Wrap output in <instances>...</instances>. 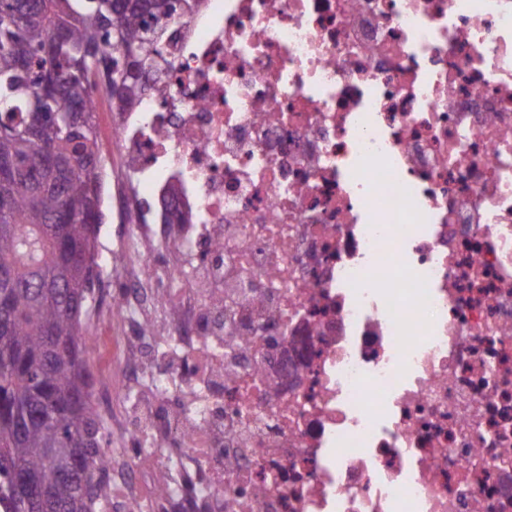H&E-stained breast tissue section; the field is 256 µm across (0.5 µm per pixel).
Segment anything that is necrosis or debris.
I'll return each instance as SVG.
<instances>
[{
  "mask_svg": "<svg viewBox=\"0 0 512 512\" xmlns=\"http://www.w3.org/2000/svg\"><path fill=\"white\" fill-rule=\"evenodd\" d=\"M170 27L168 87L106 110V512H512V0Z\"/></svg>",
  "mask_w": 512,
  "mask_h": 512,
  "instance_id": "necrosis-or-debris-1",
  "label": "necrosis or debris"
}]
</instances>
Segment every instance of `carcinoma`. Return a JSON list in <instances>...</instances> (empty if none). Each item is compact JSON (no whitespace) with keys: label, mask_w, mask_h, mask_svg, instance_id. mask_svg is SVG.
Masks as SVG:
<instances>
[{"label":"carcinoma","mask_w":512,"mask_h":512,"mask_svg":"<svg viewBox=\"0 0 512 512\" xmlns=\"http://www.w3.org/2000/svg\"><path fill=\"white\" fill-rule=\"evenodd\" d=\"M195 0H0V512H96L109 449L96 415L81 316L102 223L104 158L90 99L124 109L157 85L142 61ZM68 112L70 121L56 117ZM42 488L34 505L14 477Z\"/></svg>","instance_id":"cac0c4a2"}]
</instances>
